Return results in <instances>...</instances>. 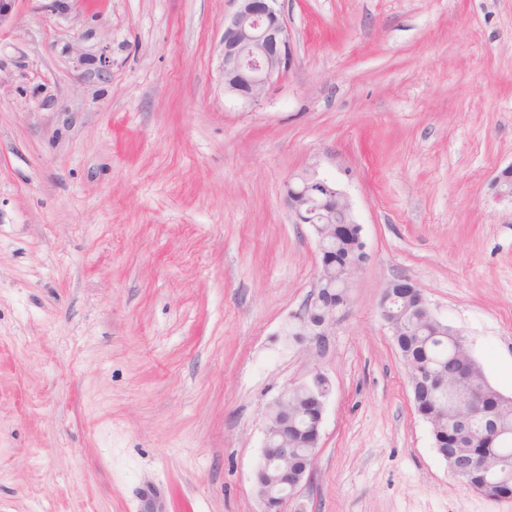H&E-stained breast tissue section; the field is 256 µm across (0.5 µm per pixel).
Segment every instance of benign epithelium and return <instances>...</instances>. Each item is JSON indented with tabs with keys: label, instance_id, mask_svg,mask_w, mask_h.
I'll list each match as a JSON object with an SVG mask.
<instances>
[{
	"label": "benign epithelium",
	"instance_id": "1",
	"mask_svg": "<svg viewBox=\"0 0 512 512\" xmlns=\"http://www.w3.org/2000/svg\"><path fill=\"white\" fill-rule=\"evenodd\" d=\"M236 13L224 21L223 79L224 91L245 106H253L266 94L273 80L289 66L292 44L279 0H238ZM497 196L512 202V167L506 168L496 180ZM286 203L293 223L307 224L312 229L319 252L317 283L330 288L348 289L353 274L367 260L362 227L352 215L345 192L335 181L305 171L286 183ZM341 237H350L359 244V258L344 268H336V260L326 255V245ZM381 314L392 335H397L399 322L405 315L414 320L439 322L428 303L408 280L388 284L380 301ZM336 315V300L317 299L306 306L302 315L305 327L313 336L327 335V328ZM468 387L469 399L454 413L455 433L446 442L443 432L431 427L433 448L448 463L449 472L460 475L481 465L487 479L509 486L512 495V474L502 476L497 445L512 437V432L499 427L496 414L483 403L484 393L469 385V369L459 367L451 377L422 368L415 375V386L433 389L448 387V379ZM301 388L314 402L313 420L288 438L300 411L288 407V391L284 388L270 402L264 414V443L254 473L257 494L264 512H283L298 488L311 477L320 448L326 404L331 393L329 381L316 374Z\"/></svg>",
	"mask_w": 512,
	"mask_h": 512
}]
</instances>
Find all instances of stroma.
Returning a JSON list of instances; mask_svg holds the SVG:
<instances>
[{
    "label": "stroma",
    "instance_id": "obj_1",
    "mask_svg": "<svg viewBox=\"0 0 512 512\" xmlns=\"http://www.w3.org/2000/svg\"><path fill=\"white\" fill-rule=\"evenodd\" d=\"M290 69L224 91L235 0H19L0 28V512H263L267 404L325 375L287 512H512L454 479L381 316L407 279L512 396V0H280ZM369 258L324 339L286 182Z\"/></svg>",
    "mask_w": 512,
    "mask_h": 512
}]
</instances>
